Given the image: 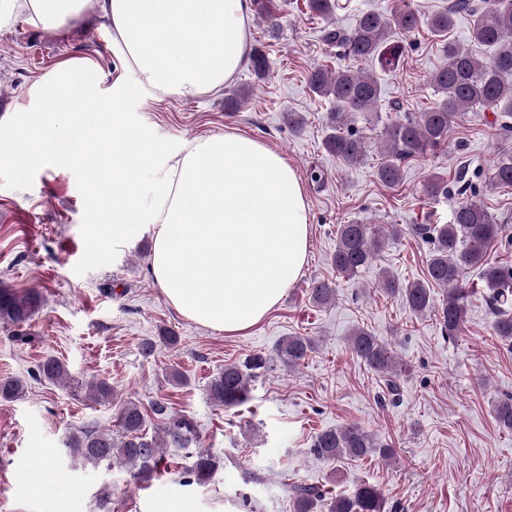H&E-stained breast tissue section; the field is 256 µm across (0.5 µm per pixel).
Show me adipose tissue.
<instances>
[{
    "label": "adipose tissue",
    "instance_id": "obj_1",
    "mask_svg": "<svg viewBox=\"0 0 512 512\" xmlns=\"http://www.w3.org/2000/svg\"><path fill=\"white\" fill-rule=\"evenodd\" d=\"M23 7L52 28L88 12L107 19L113 54L162 95L220 91L250 53L252 0H24ZM72 72L59 68L56 93L0 154L20 171L43 161L107 169L94 188L93 247L151 226V274L179 313L228 334L263 320L308 253L310 210L293 167L234 130L166 152L126 120L123 93L104 100L88 91L70 108Z\"/></svg>",
    "mask_w": 512,
    "mask_h": 512
}]
</instances>
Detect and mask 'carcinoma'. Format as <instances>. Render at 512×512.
Here are the masks:
<instances>
[{
  "label": "carcinoma",
  "instance_id": "1",
  "mask_svg": "<svg viewBox=\"0 0 512 512\" xmlns=\"http://www.w3.org/2000/svg\"><path fill=\"white\" fill-rule=\"evenodd\" d=\"M470 18L469 41L497 48L496 54L484 60L459 43L448 42L444 52L447 64L437 69L430 83L437 92L436 102L418 116L396 120L384 127V152L377 165L376 179L385 186L394 187L402 179L405 162L429 151L450 145L448 134L453 124L466 112L490 109L499 113L501 129L512 132V0H448V7L432 16L428 22L431 32L446 37L459 16ZM420 25L417 13L406 7L389 17L377 13L362 14L355 26L348 30H328L325 41L347 46L349 54L368 60H377L380 67L389 70L398 60V50L387 43L390 33L399 30L414 32ZM312 91L332 99L334 111L326 117L325 149L340 158L348 167L363 164L368 154L366 137L354 127L356 112L373 108L381 98V85L372 74L350 68L329 70L322 66L312 69L309 76ZM496 186L512 187V148L504 149L494 164L491 176ZM412 231L430 241L426 280L407 285L384 270L380 287L401 296L405 308L415 317L433 315L443 337L454 340L461 335L467 322V307L462 276L467 269L479 271V277L489 289L487 303L494 315L496 336L512 342V270L490 265L485 258L487 247L501 234V225L476 199V195L461 202L447 224H416ZM395 225L340 224L336 230V250L333 264L339 275L353 278L366 268L387 241L398 235ZM445 291L441 303L436 304L431 286ZM310 300L326 305L336 296L331 283L318 281L309 289ZM36 301L30 296H19L7 287H0V322L18 328L16 340L28 343L33 339L24 326L32 319ZM175 332L163 329L159 336L145 339L142 353L150 356L157 345L174 346ZM351 352L373 372L386 377V389L391 395L398 391L392 380L396 357L384 339L370 330L357 328L349 337ZM313 348L308 336H286L274 352H256L241 362L224 366L208 382L210 399L217 406L234 409L249 402L253 383L263 376L278 360L296 368ZM38 377L50 383H75L86 387L89 398L95 402L112 399V386L105 381L81 383L68 367L50 357L38 365ZM25 393V385L18 378H0V401H12ZM155 417L163 423L158 435H150L147 421ZM499 429L512 432V397L499 401L493 409ZM196 443V424L190 417L174 413L163 397L147 404L132 401L123 403L117 414L116 429L83 426L70 431L62 442L67 455L84 464L111 467L119 463L128 468L135 479L151 476L158 470L166 448H189ZM312 452L327 460L343 458L363 459L379 456L390 458L393 448L357 424L318 432ZM220 457L208 449L195 454L188 473L196 481H208L217 470ZM294 512H315L318 505L327 503L329 512H384L385 501L378 487L362 481L348 496H332L330 489L319 483L295 482L289 486Z\"/></svg>",
  "mask_w": 512,
  "mask_h": 512
}]
</instances>
